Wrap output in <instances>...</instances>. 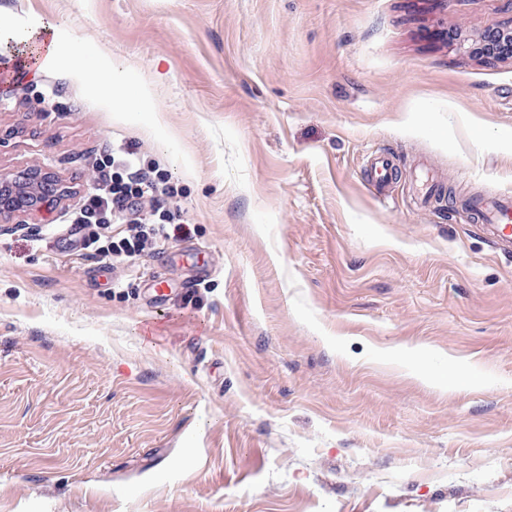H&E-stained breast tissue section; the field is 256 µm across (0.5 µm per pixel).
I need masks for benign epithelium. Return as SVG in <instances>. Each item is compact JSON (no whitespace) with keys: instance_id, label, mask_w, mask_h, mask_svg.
<instances>
[{"instance_id":"benign-epithelium-1","label":"benign epithelium","mask_w":512,"mask_h":512,"mask_svg":"<svg viewBox=\"0 0 512 512\" xmlns=\"http://www.w3.org/2000/svg\"><path fill=\"white\" fill-rule=\"evenodd\" d=\"M471 52L488 59L512 57V27L486 31L471 43ZM70 187L51 171L26 167L10 173L0 172V221L24 224L45 206L68 197Z\"/></svg>"}]
</instances>
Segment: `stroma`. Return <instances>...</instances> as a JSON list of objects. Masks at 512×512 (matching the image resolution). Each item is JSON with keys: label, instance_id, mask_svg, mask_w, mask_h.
<instances>
[{"label": "stroma", "instance_id": "stroma-1", "mask_svg": "<svg viewBox=\"0 0 512 512\" xmlns=\"http://www.w3.org/2000/svg\"><path fill=\"white\" fill-rule=\"evenodd\" d=\"M512 0H0V170L74 187L0 223V512H512ZM123 65L134 121L72 76ZM126 142L189 226L104 269L70 249ZM393 158L379 191L371 151ZM440 185L416 200L421 166ZM43 34L49 35L41 40H38ZM25 42H30L36 48V60L34 65L30 66L25 62H21L20 70L26 71L28 76L32 78L41 72H45L55 68L60 63V51L55 33V28L52 25L43 27L42 32L35 29L30 32H25L23 36ZM470 51L487 59L512 57V27H500L486 31L472 40ZM496 246L512 251V196L472 197L461 208Z\"/></svg>", "mask_w": 512, "mask_h": 512}]
</instances>
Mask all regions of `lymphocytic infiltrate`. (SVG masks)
<instances>
[{"mask_svg": "<svg viewBox=\"0 0 512 512\" xmlns=\"http://www.w3.org/2000/svg\"><path fill=\"white\" fill-rule=\"evenodd\" d=\"M97 171L98 186L75 215V223L82 227L126 224L132 234L117 242L99 233L87 236L82 240L83 248L94 249L102 260L121 253L131 258L145 243L161 246L181 232L173 214L160 206L161 198L177 197V188L168 177L145 170L132 148L109 156Z\"/></svg>", "mask_w": 512, "mask_h": 512, "instance_id": "obj_1", "label": "lymphocytic infiltrate"}]
</instances>
